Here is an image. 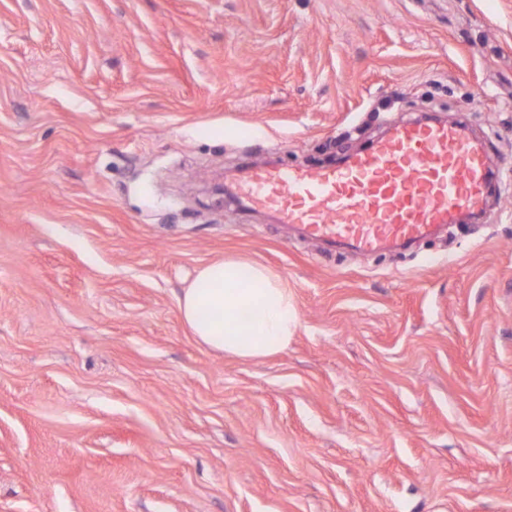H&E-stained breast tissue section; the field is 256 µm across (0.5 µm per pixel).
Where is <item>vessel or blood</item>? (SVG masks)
<instances>
[{"instance_id": "obj_1", "label": "vessel or blood", "mask_w": 512, "mask_h": 512, "mask_svg": "<svg viewBox=\"0 0 512 512\" xmlns=\"http://www.w3.org/2000/svg\"><path fill=\"white\" fill-rule=\"evenodd\" d=\"M496 176L466 125L409 121L333 166H255L241 197L275 211L305 238L373 253L481 211Z\"/></svg>"}]
</instances>
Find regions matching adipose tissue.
<instances>
[{"label": "adipose tissue", "mask_w": 512, "mask_h": 512, "mask_svg": "<svg viewBox=\"0 0 512 512\" xmlns=\"http://www.w3.org/2000/svg\"><path fill=\"white\" fill-rule=\"evenodd\" d=\"M178 310L200 344L241 360L266 358L286 348L296 326L285 282L243 259L203 266L179 297Z\"/></svg>", "instance_id": "ef3b65f1"}]
</instances>
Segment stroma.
<instances>
[{
    "label": "stroma",
    "instance_id": "obj_1",
    "mask_svg": "<svg viewBox=\"0 0 512 512\" xmlns=\"http://www.w3.org/2000/svg\"><path fill=\"white\" fill-rule=\"evenodd\" d=\"M458 120L482 219L334 252L247 168ZM227 257L288 347L198 344ZM0 512H512V0H0ZM178 310L200 344L241 360L266 358L286 348L296 326L285 282L243 259L203 266L179 297Z\"/></svg>",
    "mask_w": 512,
    "mask_h": 512
}]
</instances>
